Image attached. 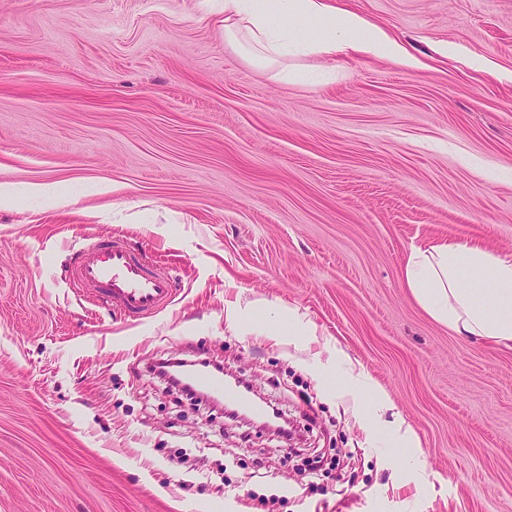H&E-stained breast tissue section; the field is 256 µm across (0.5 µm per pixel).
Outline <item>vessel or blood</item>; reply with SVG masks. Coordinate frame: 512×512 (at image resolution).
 Here are the masks:
<instances>
[{"label": "vessel or blood", "instance_id": "b4317fda", "mask_svg": "<svg viewBox=\"0 0 512 512\" xmlns=\"http://www.w3.org/2000/svg\"><path fill=\"white\" fill-rule=\"evenodd\" d=\"M80 285L91 288L97 300L131 318L149 317L167 307L174 295L171 275L150 268L144 258L120 240H107L84 253L75 269ZM194 382L230 406H247L248 395L228 383L223 373L198 367Z\"/></svg>", "mask_w": 512, "mask_h": 512}]
</instances>
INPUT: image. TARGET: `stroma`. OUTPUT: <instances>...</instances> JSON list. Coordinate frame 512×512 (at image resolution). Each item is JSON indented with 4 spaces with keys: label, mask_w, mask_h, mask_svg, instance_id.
Listing matches in <instances>:
<instances>
[{
    "label": "stroma",
    "mask_w": 512,
    "mask_h": 512,
    "mask_svg": "<svg viewBox=\"0 0 512 512\" xmlns=\"http://www.w3.org/2000/svg\"><path fill=\"white\" fill-rule=\"evenodd\" d=\"M419 65L256 69L214 0H0V512H512V348L432 319L413 249L512 258V0H330ZM126 241L177 280L131 320L73 288ZM243 316L227 318L228 307ZM315 327L279 336L289 312ZM219 358L282 438L149 372ZM363 374L415 432H367ZM26 195L36 199H46L54 206H65L71 202V194L53 185H28L24 187L0 186V202L8 203L12 198Z\"/></svg>",
    "instance_id": "obj_1"
}]
</instances>
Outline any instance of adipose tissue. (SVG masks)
Returning a JSON list of instances; mask_svg holds the SVG:
<instances>
[{"mask_svg":"<svg viewBox=\"0 0 512 512\" xmlns=\"http://www.w3.org/2000/svg\"><path fill=\"white\" fill-rule=\"evenodd\" d=\"M224 33L246 42L258 67L293 54L352 51L407 66L417 61L378 26L326 0H224ZM403 281L417 303L457 335L512 342V258L460 242L414 249ZM492 291H485L484 283Z\"/></svg>","mask_w":512,"mask_h":512,"instance_id":"ef3b65f1","label":"adipose tissue"}]
</instances>
